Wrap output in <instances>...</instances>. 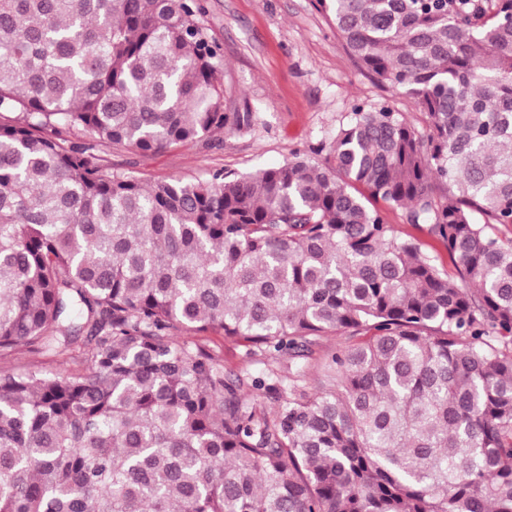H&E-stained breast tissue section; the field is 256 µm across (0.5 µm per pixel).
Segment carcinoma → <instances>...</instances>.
I'll return each mask as SVG.
<instances>
[{"mask_svg":"<svg viewBox=\"0 0 512 512\" xmlns=\"http://www.w3.org/2000/svg\"><path fill=\"white\" fill-rule=\"evenodd\" d=\"M318 5L427 136L359 104L320 162L146 186L100 148L252 124L197 0H0V356L88 366L0 373V512H512V0ZM209 330L362 341L270 422ZM385 222L390 224L396 235L419 243L422 250L436 260L438 266L450 275L456 274L454 263L448 255L444 243L429 231L426 224H410L406 211L402 208L383 206ZM61 360L45 356L43 354L19 351L8 357L0 358V371L11 373L35 372L40 375H52L62 370L81 371L85 369V364L80 358L68 359L67 363L62 364Z\"/></svg>","mask_w":512,"mask_h":512,"instance_id":"obj_1","label":"carcinoma"}]
</instances>
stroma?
<instances>
[{"mask_svg": "<svg viewBox=\"0 0 512 512\" xmlns=\"http://www.w3.org/2000/svg\"><path fill=\"white\" fill-rule=\"evenodd\" d=\"M199 24L221 53L219 76L224 109L253 115L250 129L221 132L208 140L159 152L106 148L102 154L113 171L145 184L170 179L203 180L218 170L239 175L275 167L294 151L309 152L335 134L354 105H386L402 113L418 134L427 118L416 100L380 84L363 72L343 48L317 0H201ZM385 221L396 235L419 243L448 274L456 269L448 251L428 225L412 224L404 209L388 207ZM203 348L224 359L225 374L268 378L299 371L313 391L327 388V356L357 344L343 333L324 336L308 357L271 361L248 357L243 342L216 332L199 335ZM84 370L81 359L60 362L30 351L0 358V371L52 375L62 369Z\"/></svg>", "mask_w": 512, "mask_h": 512, "instance_id": "stroma-1", "label": "stroma"}]
</instances>
